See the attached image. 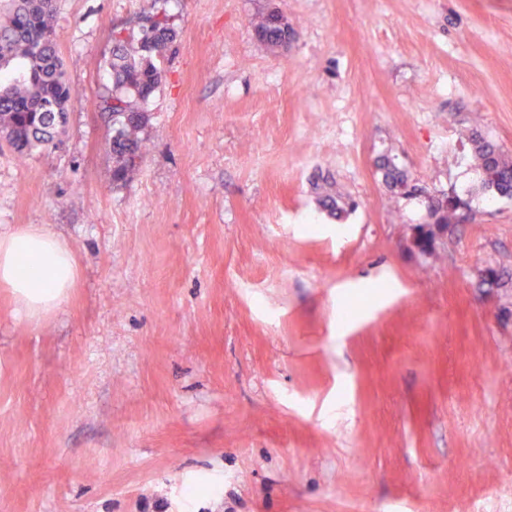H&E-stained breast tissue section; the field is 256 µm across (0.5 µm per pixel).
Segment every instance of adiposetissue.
<instances>
[{
  "mask_svg": "<svg viewBox=\"0 0 512 512\" xmlns=\"http://www.w3.org/2000/svg\"><path fill=\"white\" fill-rule=\"evenodd\" d=\"M78 275L71 250L50 230L28 224L0 231V286L10 289L28 318L57 308Z\"/></svg>",
  "mask_w": 512,
  "mask_h": 512,
  "instance_id": "1",
  "label": "adipose tissue"
}]
</instances>
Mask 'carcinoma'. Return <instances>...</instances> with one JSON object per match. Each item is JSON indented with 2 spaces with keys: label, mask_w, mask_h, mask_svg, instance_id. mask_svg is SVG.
<instances>
[{
  "label": "carcinoma",
  "mask_w": 512,
  "mask_h": 512,
  "mask_svg": "<svg viewBox=\"0 0 512 512\" xmlns=\"http://www.w3.org/2000/svg\"><path fill=\"white\" fill-rule=\"evenodd\" d=\"M56 15L57 0H10L0 23V140L21 155L57 147L67 125L72 89L63 78ZM139 24L142 37L136 47L121 33H112L113 91L103 104L112 117L114 182L125 180L150 151L143 136L149 116L138 103L150 98L161 83L158 61L176 38L174 22L166 15H143ZM254 30L261 41L283 50L294 40L270 13L254 22ZM472 142L483 187L512 198V158L480 134ZM380 169L392 189L408 193V176L393 160L383 159ZM469 209L468 201L444 194L429 202L426 223L449 230L463 223Z\"/></svg>",
  "instance_id": "obj_1"
}]
</instances>
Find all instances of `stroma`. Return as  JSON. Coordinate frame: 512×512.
Masks as SVG:
<instances>
[{"label":"stroma","mask_w":512,"mask_h":512,"mask_svg":"<svg viewBox=\"0 0 512 512\" xmlns=\"http://www.w3.org/2000/svg\"><path fill=\"white\" fill-rule=\"evenodd\" d=\"M275 8L295 39L259 42ZM175 19L149 154L112 180V34ZM58 148H0V229L80 275L0 288V512H512V0H58ZM395 158L418 192L393 193ZM340 192L343 217L323 204ZM470 223L421 262L430 197ZM404 221H396V213ZM472 142L477 167L483 174V187L500 197L512 198V158L481 134H476ZM78 275L71 250L50 230L27 224L0 231V285L10 289L28 318L57 308Z\"/></svg>","instance_id":"stroma-1"}]
</instances>
